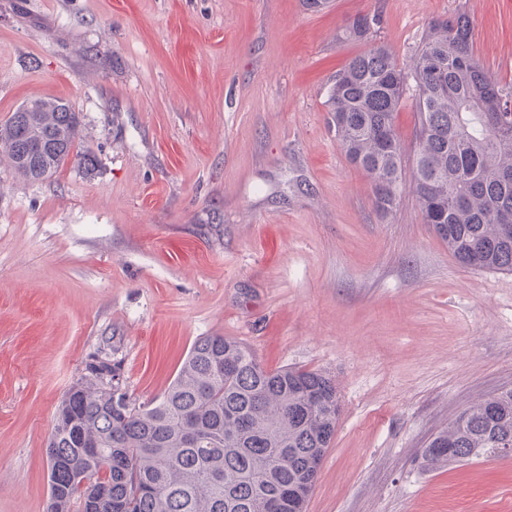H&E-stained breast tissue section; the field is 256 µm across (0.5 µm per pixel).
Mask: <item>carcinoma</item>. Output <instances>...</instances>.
I'll return each mask as SVG.
<instances>
[{
  "instance_id": "cac0c4a2",
  "label": "carcinoma",
  "mask_w": 512,
  "mask_h": 512,
  "mask_svg": "<svg viewBox=\"0 0 512 512\" xmlns=\"http://www.w3.org/2000/svg\"><path fill=\"white\" fill-rule=\"evenodd\" d=\"M379 16H360L349 37L378 32ZM472 25L460 13L433 20L406 74L382 45L353 58L329 89L327 106L348 161L368 177L377 211L393 212L405 191L462 264L512 272V88L500 86L474 56ZM412 77L417 112L411 175L396 119ZM25 123L57 140L90 171L78 149L80 121L59 100H38ZM20 129L0 127L14 170ZM112 391L80 376L57 408L47 454V512H304L303 484L315 483L336 434L341 400L319 371L265 369L243 343L202 336L160 395L137 402L121 365ZM512 389L476 402L428 443L429 462L508 455ZM89 474L92 491L76 481Z\"/></svg>"
}]
</instances>
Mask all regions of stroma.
Here are the masks:
<instances>
[{
	"label": "stroma",
	"mask_w": 512,
	"mask_h": 512,
	"mask_svg": "<svg viewBox=\"0 0 512 512\" xmlns=\"http://www.w3.org/2000/svg\"><path fill=\"white\" fill-rule=\"evenodd\" d=\"M459 12L512 87V0H0V125L64 100L95 157L36 182L0 160V512H46L47 440L92 355L141 402L202 336L335 381L306 512H512V455L424 461L512 388V272L459 263L412 193L381 216L327 124L351 58L410 68ZM374 13V42L343 38Z\"/></svg>",
	"instance_id": "35a3bbf8"
}]
</instances>
